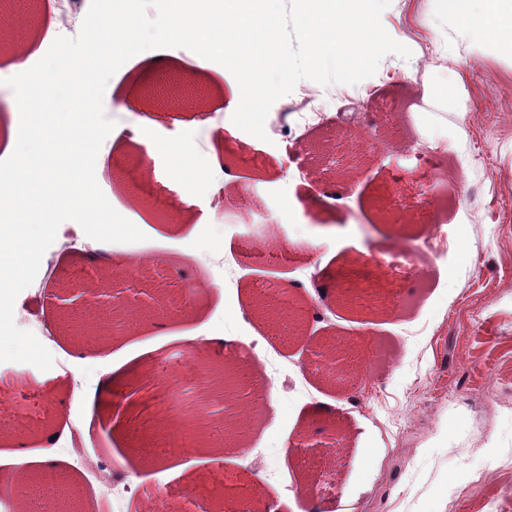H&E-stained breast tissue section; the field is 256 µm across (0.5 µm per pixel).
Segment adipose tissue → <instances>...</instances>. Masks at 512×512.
I'll return each instance as SVG.
<instances>
[{
    "instance_id": "adipose-tissue-1",
    "label": "adipose tissue",
    "mask_w": 512,
    "mask_h": 512,
    "mask_svg": "<svg viewBox=\"0 0 512 512\" xmlns=\"http://www.w3.org/2000/svg\"><path fill=\"white\" fill-rule=\"evenodd\" d=\"M472 24V39L482 48L493 47L512 58V0H454ZM140 0H124L121 9L110 10L93 32L86 61L74 67L66 110L55 104L56 88L49 77L58 60L42 56L40 48L30 47V56H42L39 90L18 95L17 108L41 116L43 133L52 139L57 154L71 153L73 142H81L82 158L69 162L65 177L46 171L40 151L19 143L16 135L0 142V153L11 159L0 174V194L8 198V210L0 214V321H5L8 305L4 294L23 287L34 263L41 231L40 218L60 214L86 224L99 239L108 240L127 232L124 224L106 221L111 199L98 196L90 175L96 165V137L106 127L88 124L89 86L96 84L101 69L111 66L121 55L138 53L140 33L136 15Z\"/></svg>"
}]
</instances>
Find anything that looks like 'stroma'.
Listing matches in <instances>:
<instances>
[{
    "instance_id": "1",
    "label": "stroma",
    "mask_w": 512,
    "mask_h": 512,
    "mask_svg": "<svg viewBox=\"0 0 512 512\" xmlns=\"http://www.w3.org/2000/svg\"><path fill=\"white\" fill-rule=\"evenodd\" d=\"M381 22L412 56H386L365 81L373 96L350 103V146L364 157L341 205L324 200L329 181L304 146L335 134L344 101L265 142L232 122L219 65L199 67L187 49H169L160 68L128 57L96 85L92 121L112 135L93 187L131 226L105 245L115 269L99 304L115 297L149 314L117 334L80 332L77 290L105 271L83 250L59 254L39 291L14 295L38 321L17 315L0 345V396L24 416L0 426V445L34 442L62 420L82 429L87 453L50 449L51 500L43 466L1 460L0 497L17 512H142L157 498L173 512H232L236 494L211 493L228 472L242 474L256 512H512V60L476 47L443 0H392ZM131 101L158 119L159 138L191 148L187 179L171 177L167 153L142 157ZM214 150L238 180L212 174ZM244 202L251 220L235 222ZM147 207L160 223H139ZM127 259L148 271L123 277ZM352 282L374 291L371 313L337 304ZM267 294L315 315L298 328L256 311L237 318ZM214 334L231 341L215 349ZM324 336L351 341L343 388L308 362ZM202 362L241 371L233 401L202 397ZM138 366L152 373L150 403L120 397L106 414L86 404L100 376ZM173 405L202 409L206 442L144 461V419ZM320 407L326 418H315ZM98 461L119 465L138 496L102 495Z\"/></svg>"
}]
</instances>
